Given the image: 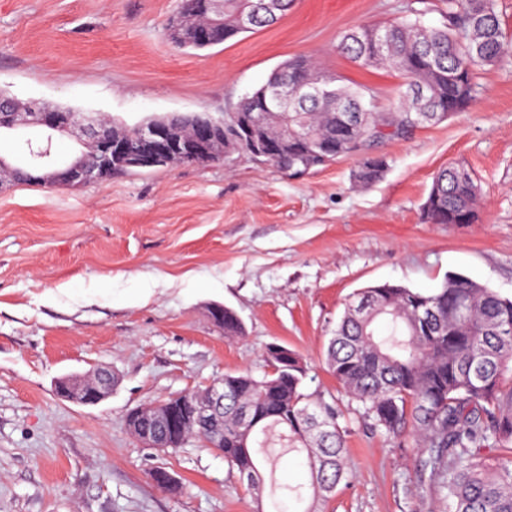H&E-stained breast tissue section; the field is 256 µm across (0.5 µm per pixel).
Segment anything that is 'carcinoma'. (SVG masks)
<instances>
[{
  "instance_id": "1",
  "label": "carcinoma",
  "mask_w": 512,
  "mask_h": 512,
  "mask_svg": "<svg viewBox=\"0 0 512 512\" xmlns=\"http://www.w3.org/2000/svg\"><path fill=\"white\" fill-rule=\"evenodd\" d=\"M202 0H181L192 9V23L166 29L175 45L205 50L243 31L233 24L241 11L252 13L251 31L274 24L293 0H279L272 17L261 0H225L224 27L199 40L196 29L212 27ZM445 23L424 26L419 15L396 17L385 24H361L345 32L336 50L364 68L397 72L403 83L395 108L381 112L376 92L366 85H347L314 57L284 61L269 81L299 82L316 74L329 97L309 100L292 129L336 144L328 161H308L306 169L323 167L350 154L360 157L353 174L357 184L379 180L388 167L374 148L405 140L416 129L440 123L471 104L476 78L505 54V35L497 0H443ZM385 33L384 51L372 34ZM351 108L350 119L334 102ZM462 166L439 169L422 206L430 224L478 221L477 179ZM243 335L237 314L224 308V336ZM265 356L278 370L257 378L248 372L226 374L224 447L217 452L240 476L252 477L246 489L263 496L265 480L252 444L272 433L288 451L304 454L310 473L311 503L304 512H319L341 483L349 481L345 434L336 408L314 402L304 392L307 368L283 345H269ZM328 371L341 390L363 409L375 429L392 439L410 438L430 469L446 512H512V456L492 462L477 456L486 446L512 448V299L457 273L447 275L431 293L398 285L364 288L349 301L333 330L326 352ZM169 494L182 491L180 481L162 467L150 472Z\"/></svg>"
}]
</instances>
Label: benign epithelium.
I'll use <instances>...</instances> for the list:
<instances>
[{"label":"benign epithelium","instance_id":"benign-epithelium-1","mask_svg":"<svg viewBox=\"0 0 512 512\" xmlns=\"http://www.w3.org/2000/svg\"><path fill=\"white\" fill-rule=\"evenodd\" d=\"M321 95L323 91L319 83L299 82L290 89L284 81L269 91L265 102L273 110H291L299 99ZM233 119L230 123L224 115L210 112L151 116L132 127H124L120 133L105 132L99 113H72L63 120L57 112H45L35 102L22 104L13 97L0 95V131L39 127L45 134L44 143L50 145L54 134L78 127L86 138L85 151L70 160L61 161L48 150L23 159L21 166L32 181L41 185L57 183L62 171L71 185L97 183L101 172L112 166V159L116 157L124 158L134 167L156 166L174 155L222 162L237 145L238 122L249 130L248 151L254 158L276 160L296 148V138L285 131L275 148L269 149L264 132L266 118L262 116L235 115ZM185 121L193 128L189 138L185 137ZM56 389L71 402L96 405L112 393V372L97 368L83 375H65L56 380ZM208 394L209 401L204 404L191 402L186 392L173 396L175 402L156 412L151 426L134 422L132 436L147 448H172L179 443L188 426L224 430V385H209Z\"/></svg>","mask_w":512,"mask_h":512}]
</instances>
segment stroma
I'll return each instance as SVG.
<instances>
[{"label": "stroma", "mask_w": 512, "mask_h": 512, "mask_svg": "<svg viewBox=\"0 0 512 512\" xmlns=\"http://www.w3.org/2000/svg\"><path fill=\"white\" fill-rule=\"evenodd\" d=\"M180 0H0V91L132 126L174 112L229 113L286 59L308 55L392 108L400 78L337 53L341 34L406 8L441 26V0H295L276 24L201 51L169 41ZM388 169L357 185L358 156L298 177L236 153L212 165L120 173L74 188L0 186V512H252L234 470L193 439L160 453L126 431L133 409L268 370L278 343L309 368L305 391L346 427L348 483L322 512H443L413 441L373 432L327 370L330 331L359 289L431 292L456 272L512 297V53L480 71L470 107L383 143ZM466 165L473 224L426 223L434 173ZM220 304L244 334L212 321ZM98 367L111 395L70 402L56 380ZM265 481L309 485L280 442ZM166 467L181 494L152 482Z\"/></svg>", "instance_id": "1"}]
</instances>
